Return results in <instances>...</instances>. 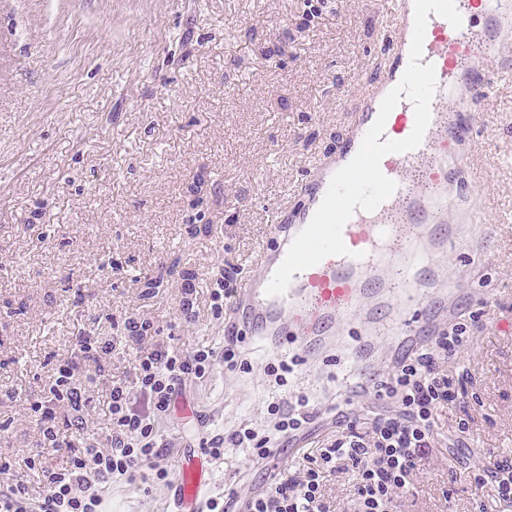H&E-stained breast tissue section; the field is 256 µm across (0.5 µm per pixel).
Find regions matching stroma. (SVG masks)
I'll return each instance as SVG.
<instances>
[{
	"mask_svg": "<svg viewBox=\"0 0 512 512\" xmlns=\"http://www.w3.org/2000/svg\"><path fill=\"white\" fill-rule=\"evenodd\" d=\"M396 37L372 0H0V462L11 465L0 480L42 496L24 464L40 438L30 405L80 333L108 340L134 318L174 348L223 353L241 312L229 298L214 312L217 279L260 276L278 215L355 127L337 92H371ZM478 109L464 163L479 178L472 221L487 233L442 258L469 340L442 365L454 398L394 512H512L472 479L512 455V77ZM237 347L251 372L219 358L158 429L174 476L188 449L263 433L269 404L306 398L308 433L274 460L246 448L210 458V497L244 503L341 435L347 346L293 364L282 387L264 373L279 359L264 336L243 330ZM135 354L106 355L86 438L104 441L109 384L132 381ZM103 499L105 512H176L171 486L146 468Z\"/></svg>",
	"mask_w": 512,
	"mask_h": 512,
	"instance_id": "obj_1",
	"label": "stroma"
}]
</instances>
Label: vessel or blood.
I'll list each match as a JSON object with an SVG mask.
<instances>
[{"mask_svg": "<svg viewBox=\"0 0 512 512\" xmlns=\"http://www.w3.org/2000/svg\"><path fill=\"white\" fill-rule=\"evenodd\" d=\"M461 27L430 15L423 63L433 64L436 88L431 119L414 150L390 153L381 170L396 182L395 192L374 211L356 210L342 230L350 253L330 256L295 273L286 293H266L268 275L284 260L295 236L310 222L332 176L357 153L375 122L384 96L400 81L409 62L413 0H393L397 39L386 78L365 98L352 102L360 121L336 157L321 162L316 175L302 183V204L290 223L277 225L264 264L266 278L245 282L237 292L243 324L271 336L278 353L324 352L336 345L341 322L364 316L352 358L366 366L375 339L390 336L404 352L421 338L436 335L448 309L434 295L446 279L437 261L459 242V225L469 223L471 200L460 185L475 181V172L458 163L476 122V107L496 79L512 74V0H455ZM414 110L401 98L389 114L384 136L401 140L414 128ZM209 476L195 457L186 458L174 486L177 512H204Z\"/></svg>", "mask_w": 512, "mask_h": 512, "instance_id": "b4317fda", "label": "vessel or blood"}]
</instances>
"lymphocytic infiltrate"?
Masks as SVG:
<instances>
[{"instance_id": "lymphocytic-infiltrate-1", "label": "lymphocytic infiltrate", "mask_w": 512, "mask_h": 512, "mask_svg": "<svg viewBox=\"0 0 512 512\" xmlns=\"http://www.w3.org/2000/svg\"><path fill=\"white\" fill-rule=\"evenodd\" d=\"M125 329V335L104 345L89 335L76 336L69 360L59 365L48 391L32 405L40 421L39 451L27 464L38 471L44 494L36 500L23 481L0 483V512H102L104 487L133 479L145 466L155 481L167 482L169 472L159 464L165 446L155 420L169 411L187 380L210 372L215 352L174 350L160 339H148V324L134 320ZM465 332L464 324H454L398 358L376 387L378 397L396 400L398 414L378 419L371 435L353 429L343 433L322 452L321 465L252 498L247 512H326L321 488L327 469L350 472L360 512H392L395 495L412 486L416 463L430 447L436 410L452 399L440 364L457 354ZM131 343L138 348L135 376L132 384L110 386L112 429L106 446L60 444V427L78 432L84 427L86 392L105 377L104 355ZM46 446L66 448L64 466L44 461L40 450Z\"/></svg>"}]
</instances>
